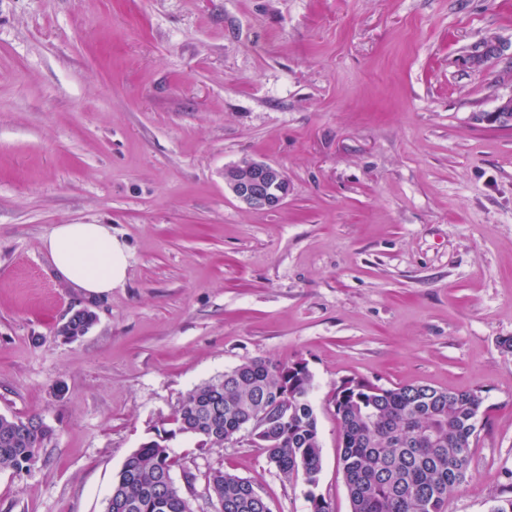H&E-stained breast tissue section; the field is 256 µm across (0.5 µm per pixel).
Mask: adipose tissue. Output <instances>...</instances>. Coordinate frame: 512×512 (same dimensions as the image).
Segmentation results:
<instances>
[{
    "label": "adipose tissue",
    "mask_w": 512,
    "mask_h": 512,
    "mask_svg": "<svg viewBox=\"0 0 512 512\" xmlns=\"http://www.w3.org/2000/svg\"><path fill=\"white\" fill-rule=\"evenodd\" d=\"M57 277L92 295H102L126 278L128 255L106 224H59L42 241Z\"/></svg>",
    "instance_id": "obj_1"
}]
</instances>
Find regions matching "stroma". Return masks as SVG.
<instances>
[{"mask_svg":"<svg viewBox=\"0 0 512 512\" xmlns=\"http://www.w3.org/2000/svg\"><path fill=\"white\" fill-rule=\"evenodd\" d=\"M506 54L475 70V45ZM512 0H0V415L54 434L0 470V512H104L115 474L182 397L245 360L313 376L322 470L282 481L256 443H172L174 477L249 479L271 512H351L341 382L481 390L470 477L444 512L512 483ZM281 166L279 210L224 187ZM108 224L103 295L41 242ZM97 320L69 342L75 310ZM224 186L239 203L264 211L280 209L290 192L288 178L280 166L253 159L226 168Z\"/></svg>","mask_w":512,"mask_h":512,"instance_id":"35a3bbf8","label":"stroma"}]
</instances>
